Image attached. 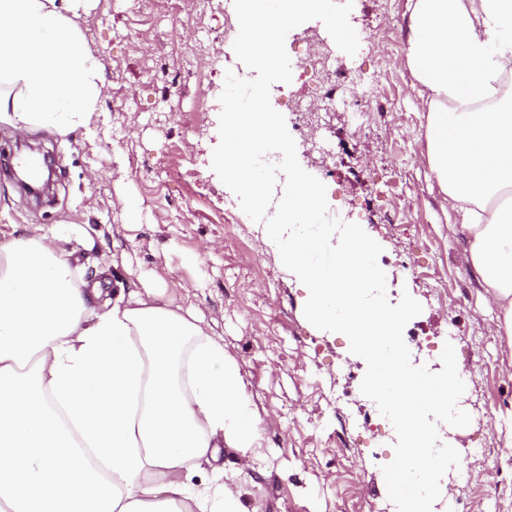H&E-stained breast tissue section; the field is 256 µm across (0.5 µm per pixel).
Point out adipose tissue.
Returning <instances> with one entry per match:
<instances>
[{"label":"adipose tissue","instance_id":"adipose-tissue-1","mask_svg":"<svg viewBox=\"0 0 512 512\" xmlns=\"http://www.w3.org/2000/svg\"><path fill=\"white\" fill-rule=\"evenodd\" d=\"M405 63L426 164L512 352V0H408ZM93 0H0V122L90 125L101 63L73 19ZM72 253L25 225L0 240V512H244L220 448L250 464L259 415L202 318L133 289L105 305Z\"/></svg>","mask_w":512,"mask_h":512}]
</instances>
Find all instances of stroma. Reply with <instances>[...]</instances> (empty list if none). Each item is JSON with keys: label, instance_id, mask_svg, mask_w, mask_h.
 I'll use <instances>...</instances> for the list:
<instances>
[{"label": "stroma", "instance_id": "35a3bbf8", "mask_svg": "<svg viewBox=\"0 0 512 512\" xmlns=\"http://www.w3.org/2000/svg\"><path fill=\"white\" fill-rule=\"evenodd\" d=\"M388 17L395 26L385 27ZM407 18V0H354L349 20L359 50L336 58L359 72L358 94L391 106L394 119L380 135L362 137L365 114L337 99L330 125L316 133L323 153L298 161L318 178L335 170L327 198L381 245L392 302L407 292L421 303L405 327L423 341L419 357L439 364L449 342L470 372L464 404L471 422L455 442L491 454L468 487H454V512H512V456L503 453L512 440V354L493 333L498 311L463 263L467 240L452 231L456 217L442 211L426 166L423 102L405 65ZM215 25L211 13L191 5L174 23L138 13L133 0H97L78 21L102 64L90 129L18 134L0 123V153L9 157L23 141L55 161L53 195L43 200L18 185L12 162L0 163V238L24 224L41 226L75 252L85 282L100 283L95 307L160 275L163 300L194 309L223 338L261 417L252 467L238 469L231 449L220 456L247 512H394L382 462L340 436L336 394L352 395L351 414L369 404L360 390L363 367L345 358L347 337L308 322L304 292L265 244L263 225L225 223L230 193L212 168L191 164L211 158L219 142L223 76L210 71L209 56L241 67L232 41L215 38ZM173 41L194 51L195 68L169 96L180 71L168 55ZM120 95L127 104L118 111ZM119 254L123 262L113 263Z\"/></svg>", "mask_w": 512, "mask_h": 512}]
</instances>
